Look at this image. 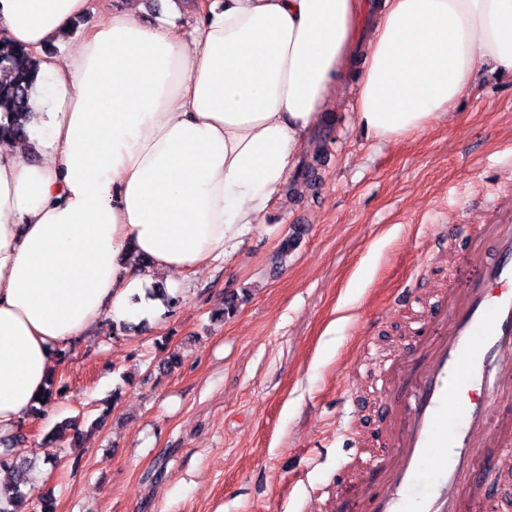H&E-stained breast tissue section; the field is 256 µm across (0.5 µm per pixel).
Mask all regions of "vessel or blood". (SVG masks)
Listing matches in <instances>:
<instances>
[{"label": "vessel or blood", "instance_id": "obj_1", "mask_svg": "<svg viewBox=\"0 0 512 512\" xmlns=\"http://www.w3.org/2000/svg\"><path fill=\"white\" fill-rule=\"evenodd\" d=\"M461 234L476 247L487 238L495 243L483 282L459 295L443 269L429 287L409 292L405 303L419 315L401 338L402 351L375 372L376 397H354L357 412L389 420L384 452L361 441L351 453L366 475L384 476L380 490L366 495L367 512H462L458 475L471 467V449L494 439L512 445V435L490 422L485 402L491 389L512 386V199L485 223L462 225ZM432 330L441 336L430 342ZM394 385L400 396L392 402ZM426 463L434 478L423 487Z\"/></svg>", "mask_w": 512, "mask_h": 512}]
</instances>
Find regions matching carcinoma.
<instances>
[{
  "mask_svg": "<svg viewBox=\"0 0 512 512\" xmlns=\"http://www.w3.org/2000/svg\"><path fill=\"white\" fill-rule=\"evenodd\" d=\"M0 72L10 75L9 81H0V136L25 139L31 123L36 119L32 96L36 92L37 61L25 48L4 41L0 43ZM63 392L64 387H58L54 379H48L39 407L33 412L44 411V408L61 398ZM0 469L8 470L13 475L9 486L0 488V512H11L8 506L22 497L21 487L29 483V465L16 462L3 451L0 452Z\"/></svg>",
  "mask_w": 512,
  "mask_h": 512,
  "instance_id": "1",
  "label": "carcinoma"
}]
</instances>
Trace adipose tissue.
<instances>
[{"instance_id":"adipose-tissue-1","label":"adipose tissue","mask_w":512,"mask_h":512,"mask_svg":"<svg viewBox=\"0 0 512 512\" xmlns=\"http://www.w3.org/2000/svg\"><path fill=\"white\" fill-rule=\"evenodd\" d=\"M89 0H0V38L47 84L0 139V434L62 346L133 322L145 285L200 271L261 223L357 49L361 0H198L191 34L113 9L49 53ZM488 62L512 74V0H384L356 121L397 140L447 115Z\"/></svg>"}]
</instances>
